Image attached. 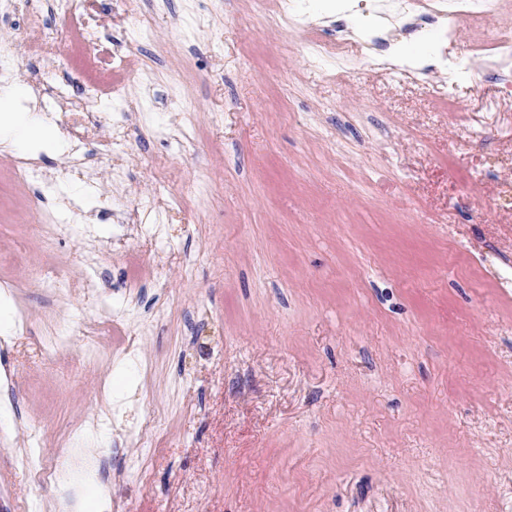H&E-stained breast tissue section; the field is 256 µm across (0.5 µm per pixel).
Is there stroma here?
Masks as SVG:
<instances>
[{
	"label": "stroma",
	"instance_id": "stroma-1",
	"mask_svg": "<svg viewBox=\"0 0 512 512\" xmlns=\"http://www.w3.org/2000/svg\"><path fill=\"white\" fill-rule=\"evenodd\" d=\"M350 3L83 0L92 49L0 22V84L47 64L16 110L62 127L66 71L121 89L127 133L112 182L64 142L29 150L32 185L0 152V284L27 314L0 347V512H53L21 458L80 426L129 512H512V91L469 20L424 21L449 0L397 27ZM337 32L341 65L312 48ZM377 38L434 57L390 66ZM64 198L79 221L47 232Z\"/></svg>",
	"mask_w": 512,
	"mask_h": 512
}]
</instances>
